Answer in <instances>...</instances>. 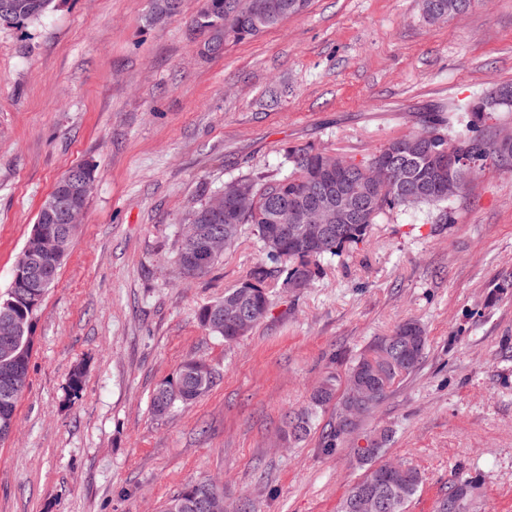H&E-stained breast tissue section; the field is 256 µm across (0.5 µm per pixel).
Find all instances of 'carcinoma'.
<instances>
[{
    "instance_id": "1",
    "label": "carcinoma",
    "mask_w": 512,
    "mask_h": 512,
    "mask_svg": "<svg viewBox=\"0 0 512 512\" xmlns=\"http://www.w3.org/2000/svg\"><path fill=\"white\" fill-rule=\"evenodd\" d=\"M17 8L12 16L0 24L21 27L40 19L51 8L54 0H14ZM275 5L269 15H256L250 10V0H203L191 26L200 36L199 50L205 56L224 53L230 43L252 39L280 25L292 15L301 13L309 0H269ZM475 0H422V9L433 23L447 14L467 12ZM181 0H151L146 17L149 24L177 15ZM495 100L493 108L486 107L487 95L460 104L457 123L434 112L425 117L421 128L389 141L372 159L382 164L389 174L386 185L375 194L372 209L358 220L341 221L342 230L320 243L301 240L275 242L270 235L273 224L307 223L301 204L304 202V179L312 172L332 169L349 174L354 186L363 184V175L369 162L356 163L343 156L315 149L311 146H294L288 149L285 164L288 173L264 179L241 176L232 180L238 196L224 199V207L215 209L211 200L192 207L184 223L194 224L211 234L228 237V247H233L245 227L262 243L266 262L252 269L249 278L239 287L224 293V298L200 308L197 319L210 333L224 338L227 344L247 335L265 317L270 306L267 281L279 274L285 275L282 285L296 283V287L309 286L320 273L321 259L339 256L347 245L364 241L371 225L387 212H406L410 209H436L445 221L452 220L451 199L448 198V167L439 163L440 155L453 143L468 145L469 172L477 174L489 162L512 173V159L498 157L490 133L484 132L488 115L494 112H512V85H502L491 91ZM73 180L62 177L42 203L34 229L16 261L22 266L29 254H39L42 295H47L54 284L58 270L67 255L78 226L68 224L61 234L54 232L55 215L49 212L51 201L61 199L72 208L86 209L88 198L74 191L73 182L95 180L93 166L77 165L68 170ZM220 256L200 261L197 240L181 239L177 263L181 273L195 277L206 274ZM244 303L254 312L240 322L226 318L229 309ZM38 308L32 306L23 289L12 279L5 298L0 299V379L15 370L16 366L29 367L34 332V315ZM426 330L418 322L407 320L398 324L391 334L372 343L353 362L347 380L366 382L362 413L373 411L387 393L418 367L427 347ZM217 379L216 371L203 360L183 363L176 375L157 386L151 395V410L157 417H164L177 408L187 405L208 393ZM27 382L12 393L0 385V442L7 439V432L16 423V407ZM334 377L326 378L310 396V409L290 418L288 437L297 441L310 431L313 414L331 404L336 414L342 415L350 404L349 390L336 396ZM391 438V431H380V440L372 452L357 451V462L367 466L363 477L355 483L343 500L338 512H351V501L365 487L380 489L390 499L385 512H407V508L422 485L420 470L410 461L382 462L383 447ZM478 480L474 477L459 478L448 486V491L437 501L434 512H442L448 499L456 497L463 505L462 512H473L474 491ZM217 490L216 485L200 480L186 486L168 500L164 512H199L195 499L203 489Z\"/></svg>"
}]
</instances>
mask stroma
<instances>
[{
    "mask_svg": "<svg viewBox=\"0 0 512 512\" xmlns=\"http://www.w3.org/2000/svg\"><path fill=\"white\" fill-rule=\"evenodd\" d=\"M202 0L146 24L149 0H54L0 26V294L39 208L74 165L94 190L34 317L16 431L0 443V512H162L208 478L227 512H337L364 475V437L423 474L408 512H433L475 476V512H512V173L488 164L438 211L383 216L367 242L321 262L311 286L271 282L267 316L232 344L198 310L265 261L244 235L205 275L177 266L188 208L231 178L287 173L288 147L355 161L512 82V0L428 22L422 0H309L260 37L201 56ZM413 319L416 371L324 452L335 407L288 439L285 418L376 338ZM192 359L213 388L166 418L153 390ZM83 391L68 400L75 365Z\"/></svg>",
    "mask_w": 512,
    "mask_h": 512,
    "instance_id": "35a3bbf8",
    "label": "stroma"
}]
</instances>
